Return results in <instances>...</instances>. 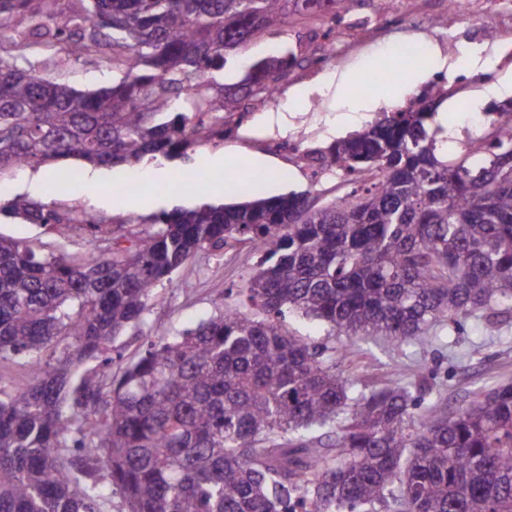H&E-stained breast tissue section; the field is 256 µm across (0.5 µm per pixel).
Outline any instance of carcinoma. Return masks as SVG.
I'll return each mask as SVG.
<instances>
[{"instance_id":"cac0c4a2","label":"carcinoma","mask_w":512,"mask_h":512,"mask_svg":"<svg viewBox=\"0 0 512 512\" xmlns=\"http://www.w3.org/2000/svg\"><path fill=\"white\" fill-rule=\"evenodd\" d=\"M288 0H0V183L77 158L93 167L184 155L259 84L297 63L281 52L224 85L227 55L288 24ZM112 37V85L76 89L73 60ZM64 45L59 53L58 45ZM437 105L387 112L317 150L349 191L204 203L153 216L128 249L98 254L99 225L24 196L0 211L30 224L82 222L80 251L0 235V362L28 368L0 392V512H512V384L448 412L422 377L366 389L336 354L288 328L416 344L477 314L512 311V103L494 137L450 154ZM248 239L263 254L239 301L176 336L147 337L118 378L106 346L143 323L157 283L195 253ZM97 365L72 384L74 371ZM93 448L109 484L65 458Z\"/></svg>"}]
</instances>
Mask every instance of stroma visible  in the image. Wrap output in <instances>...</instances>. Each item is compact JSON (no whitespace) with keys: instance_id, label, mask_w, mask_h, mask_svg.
Instances as JSON below:
<instances>
[{"instance_id":"stroma-1","label":"stroma","mask_w":512,"mask_h":512,"mask_svg":"<svg viewBox=\"0 0 512 512\" xmlns=\"http://www.w3.org/2000/svg\"><path fill=\"white\" fill-rule=\"evenodd\" d=\"M288 11V25L266 32L240 51L225 67L224 81L238 82L254 61L285 47L301 53L304 63L280 83L274 95L260 93L243 101L240 116L226 119L224 135L199 138L181 158L98 168L100 182L95 186L88 183L87 165L74 158L67 164L78 167L81 176L73 182L61 179L55 164L29 168L11 179L12 194L34 196L62 214L94 218L114 236L129 239L150 230L153 214L204 203L240 202L237 194L222 198L184 191L180 179L194 171L200 157L220 155L226 164L234 165L241 156L255 155L269 161L275 176L265 185L267 196L303 192L310 203L318 205L347 190L339 172L314 171L315 150L340 138L337 124L347 109L344 98L323 89L326 73L348 68L368 72L372 59L384 56L386 48L412 45L418 36L438 44L445 61L433 67L423 84L405 94L399 107L428 104L434 86L465 105L487 85L512 72V0H470L466 10L459 12L449 10L448 0H413L408 6L400 0H341L332 22L301 20L293 5ZM463 47L491 58L485 72L470 73L466 61L459 57ZM295 89L310 90L308 104L288 106V94ZM148 169L156 170V178L146 180V194L134 195L130 175ZM0 234L53 252L63 247L75 249L85 238L84 231L76 228L61 237L40 225L1 214ZM260 256L256 244L248 240L231 248L206 249L171 279L158 283L153 301L165 312V322L127 330L113 340L109 346L113 374H121L137 360L144 337L176 335L212 316L218 300L234 303L235 291ZM293 326L317 344L348 350L349 358L340 356L336 366L356 376L361 384L379 387L419 374L452 411L467 404L477 389L512 383L510 313L501 314L495 327L470 319L451 332L446 342L429 339L413 347L379 337L334 336L325 326L300 318Z\"/></svg>"}]
</instances>
